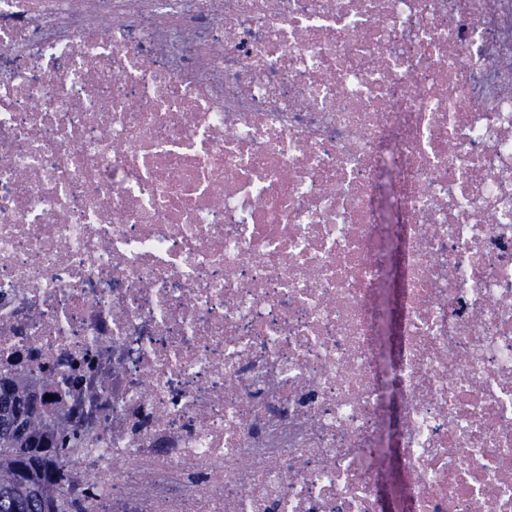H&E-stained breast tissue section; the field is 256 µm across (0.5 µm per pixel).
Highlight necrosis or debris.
Instances as JSON below:
<instances>
[{
  "instance_id": "necrosis-or-debris-1",
  "label": "necrosis or debris",
  "mask_w": 512,
  "mask_h": 512,
  "mask_svg": "<svg viewBox=\"0 0 512 512\" xmlns=\"http://www.w3.org/2000/svg\"><path fill=\"white\" fill-rule=\"evenodd\" d=\"M81 512H512V0H0V371Z\"/></svg>"
}]
</instances>
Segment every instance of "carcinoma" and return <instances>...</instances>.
Returning a JSON list of instances; mask_svg holds the SVG:
<instances>
[{"label": "carcinoma", "mask_w": 512, "mask_h": 512, "mask_svg": "<svg viewBox=\"0 0 512 512\" xmlns=\"http://www.w3.org/2000/svg\"><path fill=\"white\" fill-rule=\"evenodd\" d=\"M9 382L12 390L0 394V409L25 414V440L8 435L0 427V512H44L38 489L50 483L62 489L60 468L65 452L83 441L76 428L60 426L54 419L55 409L45 400L47 379L37 386L13 373H1L0 384ZM39 395L43 409L35 414L27 410L23 394ZM26 468L23 482H17V470Z\"/></svg>", "instance_id": "obj_1"}]
</instances>
